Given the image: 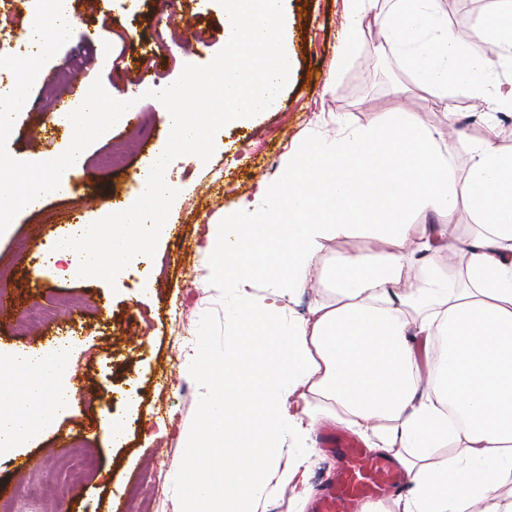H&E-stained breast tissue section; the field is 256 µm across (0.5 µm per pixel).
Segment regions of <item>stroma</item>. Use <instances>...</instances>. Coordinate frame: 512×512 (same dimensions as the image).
<instances>
[{"label":"stroma","instance_id":"35a3bbf8","mask_svg":"<svg viewBox=\"0 0 512 512\" xmlns=\"http://www.w3.org/2000/svg\"><path fill=\"white\" fill-rule=\"evenodd\" d=\"M384 0L345 64L337 58L344 38L345 0H286L284 42L294 69L274 111L226 125L209 161L183 156L168 167L184 186L161 233L154 258L131 264L115 284L99 278L36 275L51 238L50 227L90 224L106 203L123 201L136 187V171L165 146L169 131L163 105L138 100L129 114L85 151V167L67 196L47 195L23 209L0 235V294L10 300L0 312V354L50 349L58 338L74 337L70 382L80 391L52 428L0 461V503L15 512H110L113 500L128 512H182L188 488L176 475L189 465L185 430L200 410L203 389L185 372L190 357L223 352L229 316L244 299H268L273 284L263 278L249 286H214L201 265L208 227L252 208L265 188L281 179L288 156L312 140L341 131L382 125L394 106L410 112L452 153L457 175L466 170L467 142L487 126L495 142L512 149V129L497 114L475 105L447 111L444 102L416 85L403 53L383 35L390 11ZM72 35L53 64H77L78 81L101 80L108 93L126 99L142 72L155 67L174 82L185 65L209 64L224 46V10L217 0H70ZM109 23H102V15ZM109 37L99 41L100 28ZM32 111L20 112L7 141L9 154L44 162L69 146L73 133L50 121L52 107L32 87ZM141 148L123 167L101 171L99 159L124 149L130 139ZM128 415L125 441L111 445L104 418ZM59 446L91 449L94 465L84 484L67 493L42 491L57 470ZM312 463L287 489H270L264 512H295L302 492L319 498L342 466L336 454L311 446ZM164 465V491L140 493L157 465Z\"/></svg>","mask_w":512,"mask_h":512}]
</instances>
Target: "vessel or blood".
Wrapping results in <instances>:
<instances>
[{"mask_svg": "<svg viewBox=\"0 0 512 512\" xmlns=\"http://www.w3.org/2000/svg\"><path fill=\"white\" fill-rule=\"evenodd\" d=\"M320 445L338 453L343 466L315 512H359L363 501L395 494L404 485V475L392 460L368 455L358 440L341 430L324 427Z\"/></svg>", "mask_w": 512, "mask_h": 512, "instance_id": "b4317fda", "label": "vessel or blood"}]
</instances>
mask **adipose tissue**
I'll list each match as a JSON object with an SVG mask.
<instances>
[{"instance_id":"ef3b65f1","label":"adipose tissue","mask_w":512,"mask_h":512,"mask_svg":"<svg viewBox=\"0 0 512 512\" xmlns=\"http://www.w3.org/2000/svg\"><path fill=\"white\" fill-rule=\"evenodd\" d=\"M396 2L385 36L405 48L417 84L443 100L453 89L512 109V83L496 80L512 67V0H498L488 55L449 34L437 0ZM448 155L396 110L383 126L310 142L246 216L211 225L209 281L245 286L262 276L274 293L233 310L223 353L189 362L205 392L185 439L193 468L211 473H180L188 512H259L270 485L287 487L309 465L306 452L283 463L287 435L307 444L324 416L393 453L406 473L403 492L362 512H512V150L471 140L460 179ZM461 206L478 225L454 246L463 268L435 262L433 233L422 260L406 254L411 212L450 224ZM358 227L373 253L346 252L321 268L327 299L286 320L281 302L308 285L321 241ZM416 261L423 275L405 287ZM69 359L63 344L0 357L11 376L0 458L69 408ZM316 395L328 409L313 405ZM441 448L448 456L435 460Z\"/></svg>"}]
</instances>
